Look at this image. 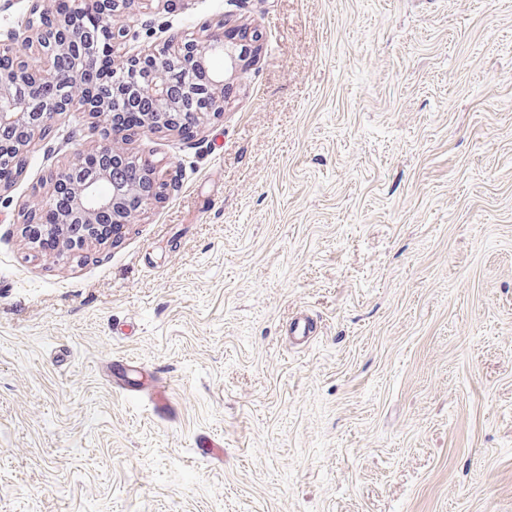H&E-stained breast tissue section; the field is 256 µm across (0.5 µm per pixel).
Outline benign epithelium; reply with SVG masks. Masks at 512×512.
<instances>
[{
  "label": "benign epithelium",
  "instance_id": "7a95c632",
  "mask_svg": "<svg viewBox=\"0 0 512 512\" xmlns=\"http://www.w3.org/2000/svg\"><path fill=\"white\" fill-rule=\"evenodd\" d=\"M133 0H96L97 17L104 20L128 8ZM87 12L86 2L76 0L72 9L56 8L55 0H36L27 26L34 31L39 53L50 68L30 64L7 45L0 44V182L18 171L32 138H7L18 127L41 132L51 127L56 116L70 106L75 91L84 85L86 69L80 62L98 50L94 35L84 29L79 18ZM261 34L246 27H229L203 41L184 42L178 53H146L128 60L113 76L112 89L85 100L92 116H106L117 98L132 112V126L145 130H178L187 120L199 121L222 110L232 93L234 81L255 60ZM216 56L224 58V69L211 66ZM139 166L143 179L122 183L111 174L116 166ZM112 183V194L102 195L98 185ZM49 204L27 216L26 223L42 224L56 201L68 200L58 211L55 223L66 229L70 249L97 241L94 229L99 217L112 215V223L127 224L133 215L128 202L141 211L159 200L165 189L148 162H139L125 153L115 140L103 139L77 163L51 174Z\"/></svg>",
  "mask_w": 512,
  "mask_h": 512
}]
</instances>
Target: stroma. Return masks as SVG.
I'll return each instance as SVG.
<instances>
[{"mask_svg": "<svg viewBox=\"0 0 512 512\" xmlns=\"http://www.w3.org/2000/svg\"><path fill=\"white\" fill-rule=\"evenodd\" d=\"M31 8L0 0V40L40 65ZM107 23L118 69L227 23L262 38L222 112L123 139L165 190L114 240L24 230L96 144L87 113L0 185V512H512V0ZM117 356L168 380L171 418L113 388Z\"/></svg>", "mask_w": 512, "mask_h": 512, "instance_id": "35a3bbf8", "label": "stroma"}]
</instances>
